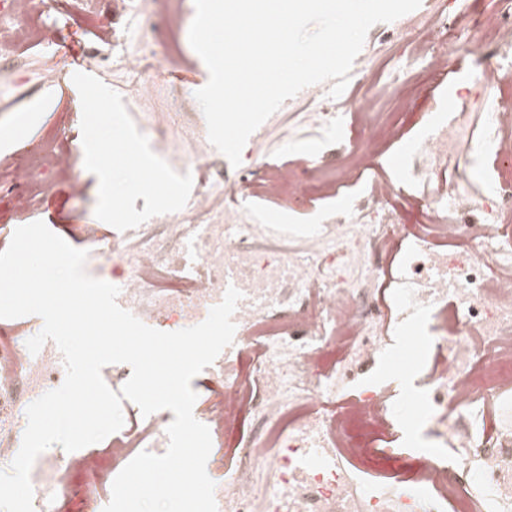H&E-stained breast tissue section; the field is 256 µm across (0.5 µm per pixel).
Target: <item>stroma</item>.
Returning <instances> with one entry per match:
<instances>
[{
    "mask_svg": "<svg viewBox=\"0 0 512 512\" xmlns=\"http://www.w3.org/2000/svg\"><path fill=\"white\" fill-rule=\"evenodd\" d=\"M110 20V15L103 12L94 20H86L73 0H54L42 21L58 30L57 40L27 42L14 54L0 59V99L10 100L22 91L42 94L41 100L33 102L24 115L0 110V173L8 174L10 166L44 154L51 139L57 138L66 140L81 156V178L86 185V196L80 201L71 197L64 183L51 197L0 193L2 246H9L17 227L40 220L68 244L83 250L87 244L81 225H96L100 233L108 236L113 226L149 224L159 213L184 208L194 193L193 172L171 167L154 150L148 132L129 119L118 91L122 80L118 70L105 68L93 87L83 86L76 77V66L88 65L97 51L95 25ZM410 37V32L402 30L397 21L373 25L366 40L374 45V63H388L389 73H396V64L404 59ZM206 70L202 59L196 56L189 64L163 71L151 85V106L170 110L175 125L192 119L198 126H205L201 108L185 115L179 110V100L193 98L199 75ZM478 82L473 70L449 74L429 88L412 79L406 82L403 96L384 103V111L402 125L403 135L394 139L386 131H375L380 144L376 162L402 193L412 191L405 163L427 138L439 102L452 93L479 92ZM92 130L111 134V152L94 153L87 140ZM324 139L310 113L292 111L285 104L248 139V147L255 150L250 164L235 168L221 155L217 170L231 183L246 175L252 164L297 162L303 154L320 150ZM360 190L356 184L334 192L302 178L283 186L280 202L255 195L247 198L246 205L265 223L303 226L321 223L331 211L347 206ZM426 368L423 362L399 368L385 354L363 376L360 386L348 387L342 393L343 398H353L364 385L394 390L407 421L394 426L392 438L404 456L430 446L421 399L427 390Z\"/></svg>",
    "mask_w": 512,
    "mask_h": 512,
    "instance_id": "1",
    "label": "stroma"
}]
</instances>
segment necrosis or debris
<instances>
[{
	"label": "necrosis or debris",
	"mask_w": 512,
	"mask_h": 512,
	"mask_svg": "<svg viewBox=\"0 0 512 512\" xmlns=\"http://www.w3.org/2000/svg\"><path fill=\"white\" fill-rule=\"evenodd\" d=\"M475 27L488 42L462 45L498 89L480 99L478 140L494 156L492 186L465 191L464 175L448 167L463 153L458 116L470 98L448 104L443 122L409 159L421 218L408 223L399 192L377 170L374 155L350 151L339 181L365 179L347 208L305 230L296 245L290 226L260 224L241 206L262 194L276 201L292 180L288 165L257 168L222 187L200 129L172 133L155 121L147 128L173 166L195 170L198 182L188 209L167 213L160 233L105 238L87 228L96 254L112 259L119 306L155 327L193 323L219 304L229 287L242 294L233 315V343L210 368L212 396L204 409L213 444L223 442L240 415L260 418L264 430L235 443L237 464L216 482L219 512H512V0L485 12L471 7ZM193 16L187 0H153L145 26L156 45L176 42ZM409 60L427 77L448 73V12L424 11L410 42ZM186 61L182 52L121 58L124 90L139 101L153 73ZM382 70L358 63L348 92L338 98L312 89L308 108L317 126L336 130L342 108L359 126L383 121L381 103L399 94ZM11 190L55 192L65 179L82 185L66 143H57L49 171H10ZM429 318L425 410L432 439L427 453L410 457L413 494L396 483L363 482L362 445L355 432L384 436L396 403L383 387L365 388L349 406L341 390L357 383L416 314ZM66 375L54 347L31 355L25 337L0 347V457L15 458L19 430L31 398L62 385ZM124 424L95 462L47 457L32 467L34 512H63L74 479L92 473L85 489L91 509L111 499L112 472L139 452L168 448L167 416H145L124 405Z\"/></svg>",
	"instance_id": "necrosis-or-debris-1"
}]
</instances>
